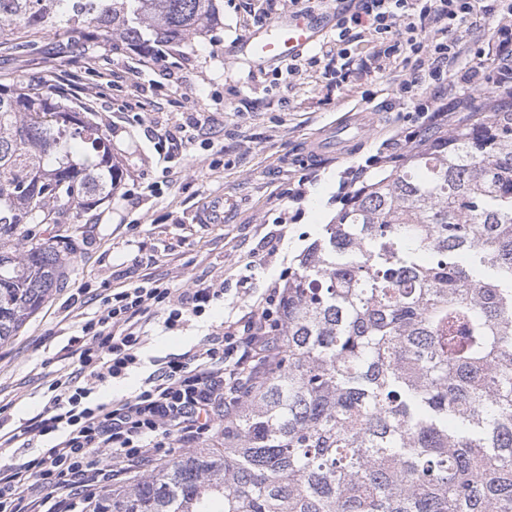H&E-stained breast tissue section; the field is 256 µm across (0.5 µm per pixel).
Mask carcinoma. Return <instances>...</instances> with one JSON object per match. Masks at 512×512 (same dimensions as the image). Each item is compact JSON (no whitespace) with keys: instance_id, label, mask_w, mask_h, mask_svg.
Returning <instances> with one entry per match:
<instances>
[{"instance_id":"carcinoma-1","label":"carcinoma","mask_w":512,"mask_h":512,"mask_svg":"<svg viewBox=\"0 0 512 512\" xmlns=\"http://www.w3.org/2000/svg\"><path fill=\"white\" fill-rule=\"evenodd\" d=\"M214 18L215 0H0V51L48 28L177 44ZM401 153L356 176L288 274L278 356L218 445L86 512H512V86ZM118 177L57 87L0 84V343L63 284V225Z\"/></svg>"}]
</instances>
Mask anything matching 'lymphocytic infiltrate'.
<instances>
[{
	"label": "lymphocytic infiltrate",
	"instance_id": "obj_1",
	"mask_svg": "<svg viewBox=\"0 0 512 512\" xmlns=\"http://www.w3.org/2000/svg\"><path fill=\"white\" fill-rule=\"evenodd\" d=\"M491 17L487 41L496 71H485L480 55H468L463 30L475 14ZM372 37L379 70L409 71L396 85L400 97L434 111L437 121L467 111L470 97H448L457 78L473 89L512 76V0H358L341 12L336 35L307 57L288 59L285 77L320 66L345 79L353 43ZM224 296L223 284L171 288H114L93 318L64 348L72 372L48 386L42 409L11 425L0 405V447L17 449L0 463V512H77L98 489L137 478L174 448L207 437L239 406L278 349L275 334L284 302L279 286L257 299L243 319L165 361L142 384L119 399H95L99 385L123 378L143 363L146 325L161 319L172 330Z\"/></svg>",
	"mask_w": 512,
	"mask_h": 512
}]
</instances>
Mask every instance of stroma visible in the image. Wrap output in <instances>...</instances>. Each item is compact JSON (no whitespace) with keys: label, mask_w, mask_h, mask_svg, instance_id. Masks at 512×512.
Here are the masks:
<instances>
[{"label":"stroma","mask_w":512,"mask_h":512,"mask_svg":"<svg viewBox=\"0 0 512 512\" xmlns=\"http://www.w3.org/2000/svg\"><path fill=\"white\" fill-rule=\"evenodd\" d=\"M203 33L164 49L153 67L120 40L94 53H63L49 63L0 57V82L69 85L87 118L107 137L121 180L75 234L65 284L0 344V402L12 423L42 407L48 381L64 369L56 355L97 311L104 288L161 280L174 288L214 280L223 300L184 327H147L143 369L99 387L103 401L137 388L146 367L196 346L225 319L240 318L272 283L286 284L299 256L332 222L353 176L397 139L423 127L413 104L399 100L396 74L357 71L342 83L323 68L275 84V64L258 68L240 44L261 29L262 0H216ZM108 88H101L102 79ZM375 114L346 154L305 166L299 155L323 129L352 112ZM202 113L204 132L184 142L185 114ZM219 204L220 224H202V208ZM286 223L278 254L254 261L262 238ZM91 299L75 304L78 290Z\"/></svg>","instance_id":"35a3bbf8"}]
</instances>
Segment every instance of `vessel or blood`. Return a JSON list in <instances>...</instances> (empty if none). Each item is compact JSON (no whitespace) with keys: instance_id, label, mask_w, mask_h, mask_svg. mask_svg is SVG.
<instances>
[{"instance_id":"obj_1","label":"vessel or blood","mask_w":512,"mask_h":512,"mask_svg":"<svg viewBox=\"0 0 512 512\" xmlns=\"http://www.w3.org/2000/svg\"><path fill=\"white\" fill-rule=\"evenodd\" d=\"M320 12L310 10L301 14H291L274 22L264 31L255 32L243 41L244 49L252 63L282 62L297 55L314 42L320 30ZM359 118L338 119L329 127L317 143L316 157H323L327 150H344L349 144L353 131L359 128Z\"/></svg>"}]
</instances>
